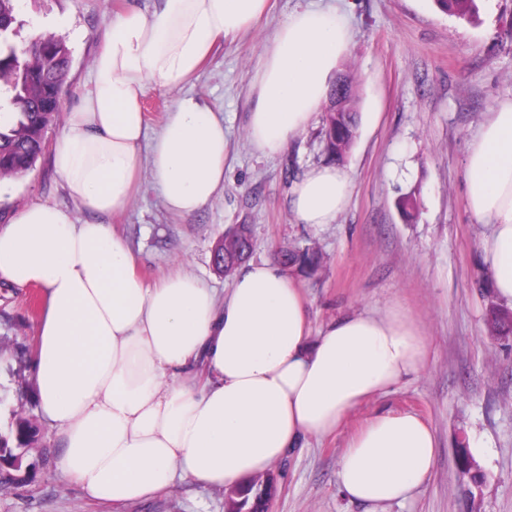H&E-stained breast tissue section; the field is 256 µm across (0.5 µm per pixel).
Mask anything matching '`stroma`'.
Returning <instances> with one entry per match:
<instances>
[{"label": "stroma", "instance_id": "35a3bbf8", "mask_svg": "<svg viewBox=\"0 0 512 512\" xmlns=\"http://www.w3.org/2000/svg\"><path fill=\"white\" fill-rule=\"evenodd\" d=\"M330 0H270V11L250 30L222 41L198 74L180 90L152 85L142 109L158 131L179 95H192L224 118L230 153L224 188L198 214L182 219L164 206L149 176L131 204L107 217L137 258L149 283L182 270L224 289L213 250L225 230L249 225L252 260L276 261L284 247H312L324 260L316 274L296 276L312 330L348 313L398 304L422 325L429 341L425 368L389 393L371 399L330 436L309 440L270 471L277 486L275 512H364L343 498L337 471L349 439L380 412L411 411L434 431L437 460L430 482L391 512H512V335L492 332L486 320L491 294L484 279L476 224L468 207V145L485 115L512 99V0H476L464 20L441 12L433 0H351L353 40L338 72L351 77L360 114L357 135L341 162L353 177L348 209L335 223H298L290 208L293 182L327 163L324 111L279 155L267 156L249 139L255 106L252 78L265 45L294 11ZM151 0H19L20 38L51 34L70 50L64 108L92 85V63L113 14ZM63 132L52 126L47 153L23 177L0 182V211L13 214L35 202L76 210L52 164ZM418 208L405 218L401 196ZM35 286L0 276V311L26 322L24 342L37 344L41 297ZM467 448L474 479L456 483L459 448ZM35 482L0 492V512H225L230 489L192 481L147 500L112 505L86 498L56 474L49 443L32 449Z\"/></svg>", "mask_w": 512, "mask_h": 512}]
</instances>
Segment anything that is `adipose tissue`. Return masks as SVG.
Wrapping results in <instances>:
<instances>
[{
	"label": "adipose tissue",
	"mask_w": 512,
	"mask_h": 512,
	"mask_svg": "<svg viewBox=\"0 0 512 512\" xmlns=\"http://www.w3.org/2000/svg\"><path fill=\"white\" fill-rule=\"evenodd\" d=\"M268 0H157L115 13L92 66V87L66 114L53 163L77 220L48 202L0 227V275L40 287L37 398L57 473L92 500L121 505L189 479L237 488L311 439L340 430L371 398L426 365L429 340L402 306L355 312L319 331L286 270L250 262L223 293L177 272L147 284L126 241L100 223L124 210L149 175L168 211L189 218L224 185V120L178 97L148 135L149 85L188 83L216 44L253 27ZM344 10L294 12L266 45L254 77L252 145L283 152L323 105L348 52ZM467 188L483 263L512 306V100L494 105L473 138ZM353 179L337 165L310 168L290 203L298 222L335 223ZM434 432L411 412L375 415L349 441L340 492L388 512L433 474Z\"/></svg>",
	"instance_id": "adipose-tissue-1"
}]
</instances>
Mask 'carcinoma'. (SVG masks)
Instances as JSON below:
<instances>
[{
    "instance_id": "1",
    "label": "carcinoma",
    "mask_w": 512,
    "mask_h": 512,
    "mask_svg": "<svg viewBox=\"0 0 512 512\" xmlns=\"http://www.w3.org/2000/svg\"><path fill=\"white\" fill-rule=\"evenodd\" d=\"M16 0H0V95L13 113V120L0 125V179L19 177L35 167L44 153L48 129L61 115L62 96L67 87L69 68L65 65L70 51L66 43L53 35H37L24 42L27 50L16 52L12 40L16 29ZM436 7L450 15L469 19L475 10V0H434ZM336 84L343 87L341 95L330 92L323 128L329 157L341 161L350 149L358 129L355 109L356 91L353 82L340 77ZM239 228L229 227L224 233V246L218 247L216 267L224 273L232 272L242 260L236 258ZM279 262L286 268L312 274L317 271L320 255L310 249H285ZM488 321L502 335L512 333V313L492 304L487 312ZM6 333L0 334V344L11 347L12 356L19 364L29 349L9 336L13 324L4 318ZM0 406L8 412L7 421L0 427V487H12L23 478L31 483L37 474V465L23 464L28 450L41 439L38 421L16 409L8 407L0 397ZM272 481V478L265 479ZM258 478L236 489L231 500V512H245L253 502L256 490L265 481Z\"/></svg>"
}]
</instances>
